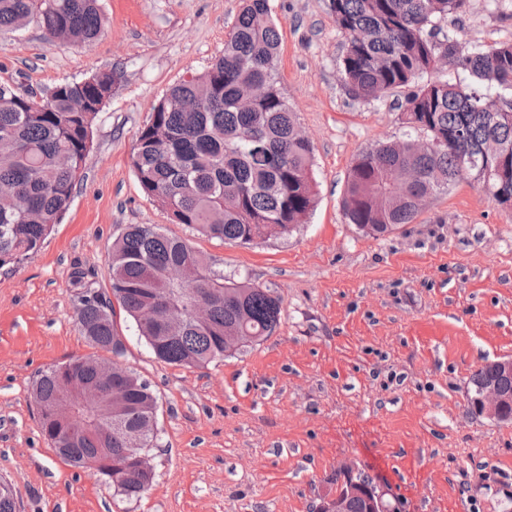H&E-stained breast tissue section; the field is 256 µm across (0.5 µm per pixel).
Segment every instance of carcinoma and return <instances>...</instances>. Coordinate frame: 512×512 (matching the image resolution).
Returning a JSON list of instances; mask_svg holds the SVG:
<instances>
[{
	"mask_svg": "<svg viewBox=\"0 0 512 512\" xmlns=\"http://www.w3.org/2000/svg\"><path fill=\"white\" fill-rule=\"evenodd\" d=\"M465 2L330 0L346 38L340 72L348 96L370 102L409 89L398 103L405 138L362 152L346 181V223L375 237L411 223L420 197H433L471 173L499 204L512 199V43L461 50L439 22ZM31 19L48 39L71 43L94 40L107 24L97 0H0V30ZM279 45L268 0H243L224 52L204 73L172 87L139 130L131 156L136 179L174 223L250 244L289 234L313 210V146L299 136L296 112L281 87ZM443 57L465 79L428 78L441 69ZM113 80L109 71L59 83L37 112L21 106L14 87L0 83V267L37 253L68 210L99 114L89 104ZM250 84L266 93L244 107L240 100ZM419 140L430 147L415 149ZM410 167L422 179L392 195L390 185ZM180 266L196 268L198 280H177ZM108 273L112 297L86 294L77 308L86 339L117 357L105 399L77 401L69 420L55 418L57 373L70 360L40 371L31 394L41 433L58 456L81 468L84 455H98L97 474L116 494L137 498L154 472L131 463L112 420L144 427L159 403L151 386L122 363L126 347L113 303L134 320L158 360L204 368L273 335L281 299L246 277L224 279L202 253L156 224L127 226L112 244ZM197 297L209 303L202 323L192 317ZM161 299L183 320L175 336L145 317ZM336 496L345 512H388L384 494L362 471L347 473Z\"/></svg>",
	"mask_w": 512,
	"mask_h": 512,
	"instance_id": "obj_1",
	"label": "carcinoma"
}]
</instances>
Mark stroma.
<instances>
[{"label":"stroma","instance_id":"35a3bbf8","mask_svg":"<svg viewBox=\"0 0 512 512\" xmlns=\"http://www.w3.org/2000/svg\"><path fill=\"white\" fill-rule=\"evenodd\" d=\"M99 4L107 25L89 44L48 41L33 21L0 31V82L18 93L117 76L62 223L0 268V481L19 512H315L357 469L391 512H512V424L468 403L472 374L512 359V208L470 174L390 234L346 223L355 158L405 129L392 98L346 94L329 0H269L280 82L314 147L315 208L288 236L252 245L172 223L139 187L136 135L173 85L223 52L241 0ZM441 26L464 50L510 43L512 0H467ZM130 224L159 225L212 270L281 299L272 336L204 369L157 360L118 318L123 362L160 405L155 478L133 499L53 451L30 395L38 371L94 354L79 298L110 294L108 254Z\"/></svg>","mask_w":512,"mask_h":512}]
</instances>
